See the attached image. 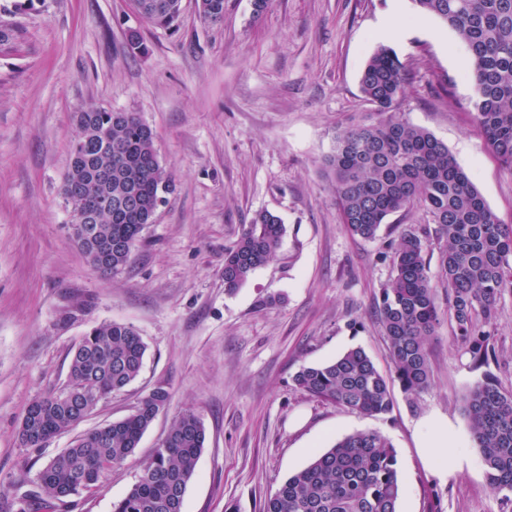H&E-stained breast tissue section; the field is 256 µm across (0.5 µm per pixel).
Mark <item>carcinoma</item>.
<instances>
[{
	"mask_svg": "<svg viewBox=\"0 0 512 512\" xmlns=\"http://www.w3.org/2000/svg\"><path fill=\"white\" fill-rule=\"evenodd\" d=\"M413 2L466 45L474 123L498 162L512 171V0ZM133 7L151 25L171 29L181 0H133ZM197 8L205 24L224 19V0H197ZM406 80L397 53L378 46L359 80L374 118L336 131L322 162L341 224L351 236L371 240L390 216L414 206L427 219L426 226L403 229L390 241L393 275L375 303L393 373L383 375L357 346L330 362L303 366L293 377L308 396L369 416L391 412L394 384L408 398L431 385L427 341L440 322L430 275L432 244L439 246L453 342L475 368L498 362L493 341L498 300L512 290V225L501 222L443 142L395 111ZM76 122L60 187L73 213L70 235L95 271L117 273L131 261L172 180L159 160L152 128L137 113L89 107L77 113ZM284 233L280 217L257 213L224 252V288L244 284L275 255ZM145 352L130 324L92 327L74 348L67 383L28 405L20 442L43 447L78 425L138 378ZM152 394L151 401L139 399L130 414L78 436L52 458L38 474L41 493L26 500L23 512H55L131 457L169 403L167 391ZM463 408L488 486L512 504V388L487 372L468 390ZM205 442L201 419L183 410L112 512H182ZM399 498L394 446L378 432H356L284 480L263 512H398Z\"/></svg>",
	"mask_w": 512,
	"mask_h": 512,
	"instance_id": "carcinoma-1",
	"label": "carcinoma"
}]
</instances>
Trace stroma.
Returning a JSON list of instances; mask_svg holds the SVG:
<instances>
[{"label":"stroma","instance_id":"stroma-1","mask_svg":"<svg viewBox=\"0 0 512 512\" xmlns=\"http://www.w3.org/2000/svg\"><path fill=\"white\" fill-rule=\"evenodd\" d=\"M0 512H20L39 471L76 436L121 419L154 389L170 395L134 455L57 512H112L175 417L193 409L205 449L183 512H261L265 497L313 455L358 431L397 451L399 512H506L486 483L462 397L481 380L441 321L428 343L430 387L369 416L309 398L293 376L365 349L390 374L374 302L392 275L389 227L348 234L321 172L336 130L371 113L359 75L378 45L409 80L406 119L447 145L488 206L512 224V172L472 120V61L445 23L413 0H224L202 23L182 0L176 28L142 20L131 0H0ZM145 45L128 46L130 33ZM94 106L136 112L153 129L172 190L131 263L103 277L72 241L61 193L75 115ZM286 233L275 256L237 290L224 251L256 213ZM494 373L512 386V293L500 302ZM133 325L147 345L139 377L41 448L23 447L27 406L68 379L75 345L103 321ZM452 429L440 479L418 453L422 421Z\"/></svg>","mask_w":512,"mask_h":512}]
</instances>
